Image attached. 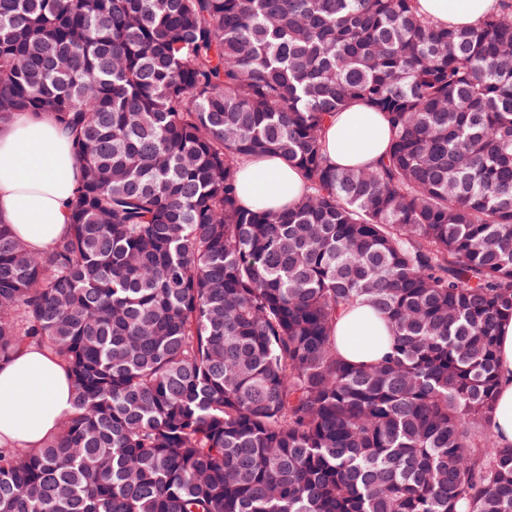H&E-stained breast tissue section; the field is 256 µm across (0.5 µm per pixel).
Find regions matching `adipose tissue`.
Returning <instances> with one entry per match:
<instances>
[{"instance_id":"ef3b65f1","label":"adipose tissue","mask_w":512,"mask_h":512,"mask_svg":"<svg viewBox=\"0 0 512 512\" xmlns=\"http://www.w3.org/2000/svg\"><path fill=\"white\" fill-rule=\"evenodd\" d=\"M497 0H416L417 10L442 25L477 24ZM390 124L363 103L340 112L323 133L325 153L339 167L366 168L388 152ZM72 134L45 114L21 112L0 128V219L37 252L67 230L82 169ZM306 189L301 170L282 158H251L240 165L238 195L247 210L281 212ZM336 348L350 364L378 361L392 344V327L365 303L343 311L336 321ZM498 393L492 431L500 446H512V317L497 336ZM72 408L65 364L33 346L20 348L0 364V439L13 446L41 448Z\"/></svg>"}]
</instances>
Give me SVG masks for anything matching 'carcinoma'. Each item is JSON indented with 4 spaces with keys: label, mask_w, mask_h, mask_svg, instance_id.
<instances>
[{
    "label": "carcinoma",
    "mask_w": 512,
    "mask_h": 512,
    "mask_svg": "<svg viewBox=\"0 0 512 512\" xmlns=\"http://www.w3.org/2000/svg\"><path fill=\"white\" fill-rule=\"evenodd\" d=\"M414 2L0 0V127L50 114L83 172L49 249L0 219V364L73 383L53 438L0 446V512H512V0ZM356 102L390 148L339 168ZM265 155L305 175L286 212L239 205ZM360 300L395 336L352 367ZM497 0H416L417 10L442 25L473 26L495 7ZM390 138L386 117L360 102L337 112L323 133L327 158L338 167L375 165L386 156ZM335 335L339 354L348 363L361 365L376 362L389 351L393 332L388 320L378 318L368 304L357 302L338 317ZM498 393L492 431L502 447L512 446V317H505L497 336Z\"/></svg>",
    "instance_id": "1"
}]
</instances>
